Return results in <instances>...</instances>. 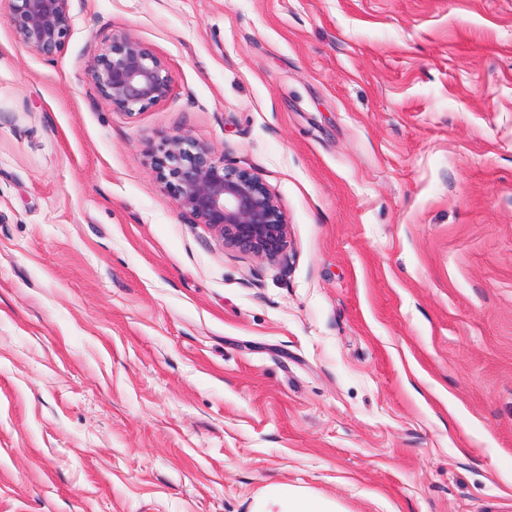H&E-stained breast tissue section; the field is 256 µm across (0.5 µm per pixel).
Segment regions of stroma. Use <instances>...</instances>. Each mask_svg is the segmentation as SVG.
I'll list each match as a JSON object with an SVG mask.
<instances>
[{
	"instance_id": "stroma-1",
	"label": "stroma",
	"mask_w": 512,
	"mask_h": 512,
	"mask_svg": "<svg viewBox=\"0 0 512 512\" xmlns=\"http://www.w3.org/2000/svg\"><path fill=\"white\" fill-rule=\"evenodd\" d=\"M0 0V512H512V0ZM150 45L134 116L86 71ZM260 175L287 258L194 223L150 156ZM7 23L29 52L53 58L65 47L71 29V0H11ZM87 78L103 101L128 116L162 101L170 89L163 60L127 33H113L100 42ZM332 504L296 490L272 488L257 503L254 512H333Z\"/></svg>"
}]
</instances>
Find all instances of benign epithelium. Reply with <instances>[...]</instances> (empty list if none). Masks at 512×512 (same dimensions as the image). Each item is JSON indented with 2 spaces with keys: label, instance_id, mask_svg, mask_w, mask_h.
Masks as SVG:
<instances>
[{
  "label": "benign epithelium",
  "instance_id": "7a95c632",
  "mask_svg": "<svg viewBox=\"0 0 512 512\" xmlns=\"http://www.w3.org/2000/svg\"><path fill=\"white\" fill-rule=\"evenodd\" d=\"M7 23L29 52L53 58L70 34V0H12ZM87 78L103 101L128 116L162 101L170 89L163 60L127 33L100 42ZM151 165L177 206L225 245L271 262L284 256L288 220L256 173L216 157L188 135L168 139Z\"/></svg>",
  "mask_w": 512,
  "mask_h": 512
}]
</instances>
